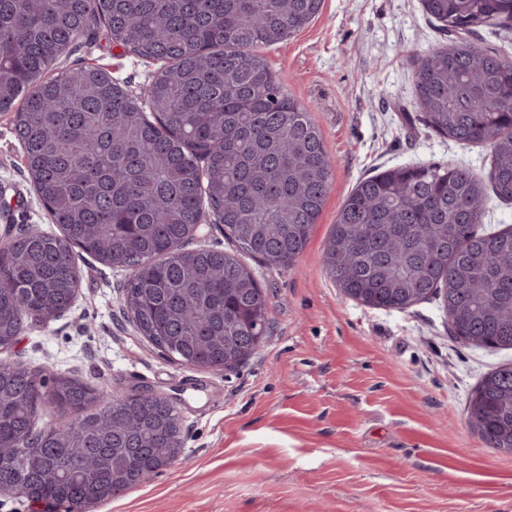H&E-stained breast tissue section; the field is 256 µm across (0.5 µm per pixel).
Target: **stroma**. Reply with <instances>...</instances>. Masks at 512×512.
I'll return each mask as SVG.
<instances>
[{"label":"stroma","mask_w":512,"mask_h":512,"mask_svg":"<svg viewBox=\"0 0 512 512\" xmlns=\"http://www.w3.org/2000/svg\"><path fill=\"white\" fill-rule=\"evenodd\" d=\"M448 43L421 0H323L287 42L259 50L280 85L308 107L334 162L309 241L293 265L243 256L269 304L258 350L229 371L168 358L123 315L125 267L86 256L71 307L27 323L0 360L80 378L98 390L171 396L183 454L91 512H512V454L468 423L471 396L512 348L450 333L441 298L380 310L327 276L324 248L356 183L377 172L446 162L487 179L490 149L430 129L414 60ZM98 67L142 95L160 62L113 44L105 28L59 67ZM59 234L25 171L11 116L0 113V240L27 225Z\"/></svg>","instance_id":"obj_1"}]
</instances>
